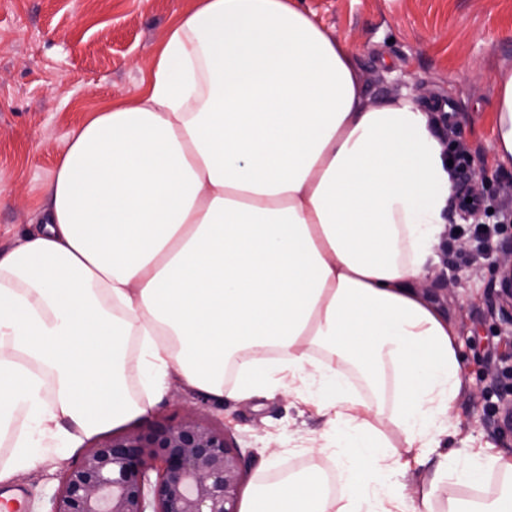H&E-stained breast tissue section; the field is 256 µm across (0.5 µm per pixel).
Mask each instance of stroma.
I'll use <instances>...</instances> for the list:
<instances>
[{"instance_id":"35a3bbf8","label":"stroma","mask_w":512,"mask_h":512,"mask_svg":"<svg viewBox=\"0 0 512 512\" xmlns=\"http://www.w3.org/2000/svg\"><path fill=\"white\" fill-rule=\"evenodd\" d=\"M303 6L350 46L368 102L406 91L437 112L454 111L455 138L469 152L461 180L486 177L485 212L461 223L457 238H443L436 250L443 276L428 296L455 324L470 383L449 409L441 446L425 465L413 463L389 421L392 386L380 399L378 425L398 464L394 480L413 499L462 445L512 456V428L504 420L512 401V322L501 314L494 270L501 251L512 246V223L501 219L512 207V169L495 162L491 112L492 75L512 67V0H303ZM190 7L191 0H0L1 252L35 232L33 220L71 132L109 100L144 90L149 60ZM478 224L499 225L500 232L478 244ZM309 393L304 400L282 388L244 398L228 389L214 400L173 374L146 414L104 435L199 413L224 429L247 460L245 504L270 473L335 462L336 449L323 441L328 417L316 407L326 393L317 384ZM70 464L46 452L37 468L9 481L23 492L25 512H51Z\"/></svg>"}]
</instances>
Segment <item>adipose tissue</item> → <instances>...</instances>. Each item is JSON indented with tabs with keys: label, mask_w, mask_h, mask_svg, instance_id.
Returning <instances> with one entry per match:
<instances>
[{
	"label": "adipose tissue",
	"mask_w": 512,
	"mask_h": 512,
	"mask_svg": "<svg viewBox=\"0 0 512 512\" xmlns=\"http://www.w3.org/2000/svg\"><path fill=\"white\" fill-rule=\"evenodd\" d=\"M146 89L90 114L46 187L39 228L0 254V482L147 412L170 373L224 396L319 381L345 492L311 468L246 512H416L391 479L370 389L425 456L466 379L437 276L455 180L411 96L367 104L354 55L298 0H194ZM495 156L512 165V68L494 77ZM142 393L133 396L127 378ZM512 459L465 451L420 492L476 486Z\"/></svg>",
	"instance_id": "adipose-tissue-1"
}]
</instances>
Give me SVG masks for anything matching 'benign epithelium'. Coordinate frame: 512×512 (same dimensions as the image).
<instances>
[{
	"instance_id": "7a95c632",
	"label": "benign epithelium",
	"mask_w": 512,
	"mask_h": 512,
	"mask_svg": "<svg viewBox=\"0 0 512 512\" xmlns=\"http://www.w3.org/2000/svg\"><path fill=\"white\" fill-rule=\"evenodd\" d=\"M497 272L509 300L512 252ZM243 466L234 443L203 419L157 424L86 449L64 472L53 512H240Z\"/></svg>"
}]
</instances>
